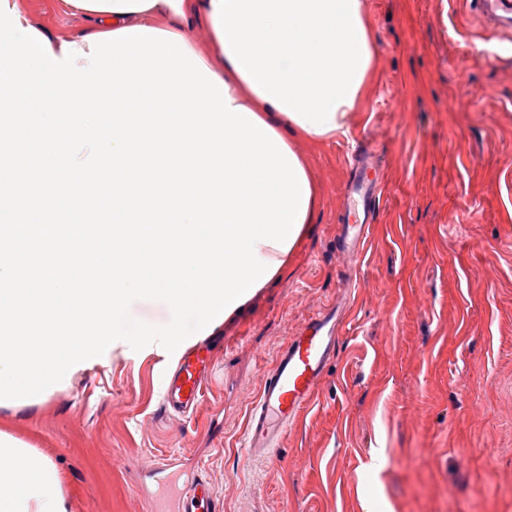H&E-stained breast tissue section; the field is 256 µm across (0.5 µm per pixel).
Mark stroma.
<instances>
[{"label": "stroma", "mask_w": 512, "mask_h": 512, "mask_svg": "<svg viewBox=\"0 0 512 512\" xmlns=\"http://www.w3.org/2000/svg\"><path fill=\"white\" fill-rule=\"evenodd\" d=\"M377 80L349 137L300 143L319 188L287 268L206 342L197 412L165 410L175 355L124 348L0 429L66 475L70 512H154L183 474L221 512H512V43L458 0H366ZM51 37L90 30L62 0H21ZM382 169L359 257L336 249L352 147ZM346 303L336 357L275 452L243 442L278 350ZM177 477L156 472L161 459Z\"/></svg>", "instance_id": "obj_1"}]
</instances>
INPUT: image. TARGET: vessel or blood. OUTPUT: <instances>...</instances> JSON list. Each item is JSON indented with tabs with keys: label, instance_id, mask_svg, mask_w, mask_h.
<instances>
[{
	"label": "vessel or blood",
	"instance_id": "obj_1",
	"mask_svg": "<svg viewBox=\"0 0 512 512\" xmlns=\"http://www.w3.org/2000/svg\"><path fill=\"white\" fill-rule=\"evenodd\" d=\"M463 5L475 18L490 21L503 36L512 37V0H463ZM365 174V168H358L353 184L354 190L363 194V218L343 230L344 237L356 244L366 237L376 202V189ZM342 320L343 314L336 306L320 308L277 352L248 415L246 446L253 454L271 455L288 424L299 418L312 402L336 355V325ZM212 369L213 356L207 346L187 348L168 377L165 408L179 414L196 411L205 396ZM173 498L178 512L216 510L214 489L202 477L177 489Z\"/></svg>",
	"mask_w": 512,
	"mask_h": 512
}]
</instances>
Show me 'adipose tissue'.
<instances>
[{
  "label": "adipose tissue",
  "instance_id": "ef3b65f1",
  "mask_svg": "<svg viewBox=\"0 0 512 512\" xmlns=\"http://www.w3.org/2000/svg\"><path fill=\"white\" fill-rule=\"evenodd\" d=\"M93 20L94 32L204 27L187 46L225 82L233 104L282 138L348 137L376 72L366 0H62ZM56 464L0 431V512H69Z\"/></svg>",
  "mask_w": 512,
  "mask_h": 512
}]
</instances>
